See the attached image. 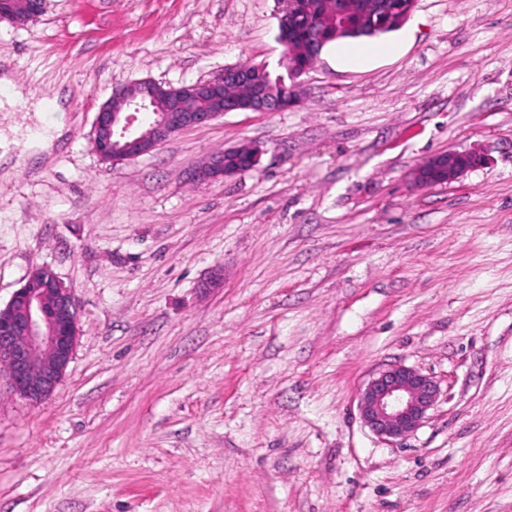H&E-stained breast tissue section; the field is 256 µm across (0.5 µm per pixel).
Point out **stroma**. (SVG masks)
<instances>
[{"mask_svg":"<svg viewBox=\"0 0 512 512\" xmlns=\"http://www.w3.org/2000/svg\"><path fill=\"white\" fill-rule=\"evenodd\" d=\"M280 0H46L0 69L64 97L0 163V307L50 267L79 338L40 403L0 385V512H512V0H416L362 67L326 46L301 102L228 112L115 165L114 89L250 62L280 73ZM254 169L191 180L215 153ZM459 180L415 186L443 151ZM405 364L442 389L401 447L358 412Z\"/></svg>","mask_w":512,"mask_h":512,"instance_id":"35a3bbf8","label":"stroma"}]
</instances>
